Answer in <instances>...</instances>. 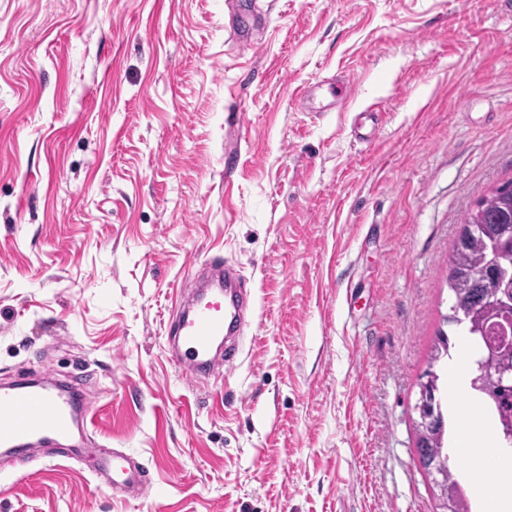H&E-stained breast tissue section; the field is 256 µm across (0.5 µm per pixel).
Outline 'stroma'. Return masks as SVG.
<instances>
[{"label":"stroma","instance_id":"obj_1","mask_svg":"<svg viewBox=\"0 0 512 512\" xmlns=\"http://www.w3.org/2000/svg\"><path fill=\"white\" fill-rule=\"evenodd\" d=\"M332 78L352 111L299 106ZM507 180L512 0H0V382L92 417L80 460L0 472V512H441L418 383ZM218 256L252 323L192 382L167 325ZM103 448L149 491L102 486Z\"/></svg>","mask_w":512,"mask_h":512}]
</instances>
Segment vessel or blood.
Listing matches in <instances>:
<instances>
[{"label":"vessel or blood","instance_id":"vessel-or-blood-1","mask_svg":"<svg viewBox=\"0 0 512 512\" xmlns=\"http://www.w3.org/2000/svg\"><path fill=\"white\" fill-rule=\"evenodd\" d=\"M209 269L193 289H180L169 323L173 362L183 376L197 380L220 379L235 369L242 351L244 316L253 305L252 291L233 265L217 262ZM88 419L87 410L51 381L20 379L1 386L0 466L41 465V458L31 453L37 445L53 447L59 460L73 459L67 441L73 426H87ZM93 473L116 493L141 495L147 490L146 468L122 451L98 455Z\"/></svg>","mask_w":512,"mask_h":512}]
</instances>
